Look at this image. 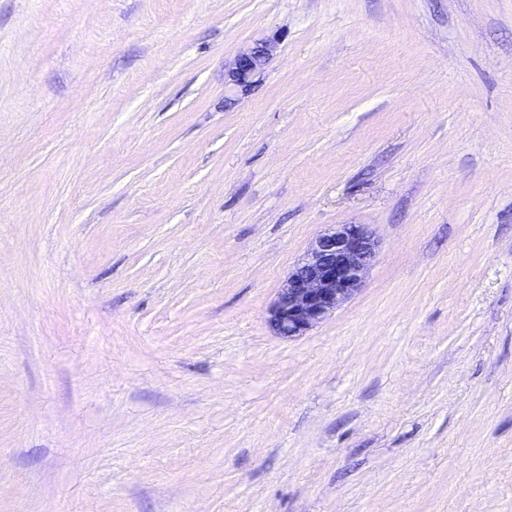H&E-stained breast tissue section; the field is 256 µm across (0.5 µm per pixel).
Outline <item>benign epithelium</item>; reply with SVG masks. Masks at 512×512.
I'll return each instance as SVG.
<instances>
[{"mask_svg": "<svg viewBox=\"0 0 512 512\" xmlns=\"http://www.w3.org/2000/svg\"><path fill=\"white\" fill-rule=\"evenodd\" d=\"M274 49L268 39L244 48L225 67V85L250 90ZM377 254L378 239L364 224H340L319 234L278 289L268 310L269 328L291 339L324 322L360 292Z\"/></svg>", "mask_w": 512, "mask_h": 512, "instance_id": "1", "label": "benign epithelium"}]
</instances>
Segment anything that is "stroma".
<instances>
[{
	"label": "stroma",
	"mask_w": 512,
	"mask_h": 512,
	"mask_svg": "<svg viewBox=\"0 0 512 512\" xmlns=\"http://www.w3.org/2000/svg\"><path fill=\"white\" fill-rule=\"evenodd\" d=\"M0 512H512V0H0ZM274 49L275 43L268 39L256 41L244 48L228 66H225V85L232 91L250 90L258 81L255 79H259L264 73ZM365 224H340L319 234L288 273L268 310L276 336L305 335L362 289L378 254Z\"/></svg>",
	"instance_id": "35a3bbf8"
}]
</instances>
